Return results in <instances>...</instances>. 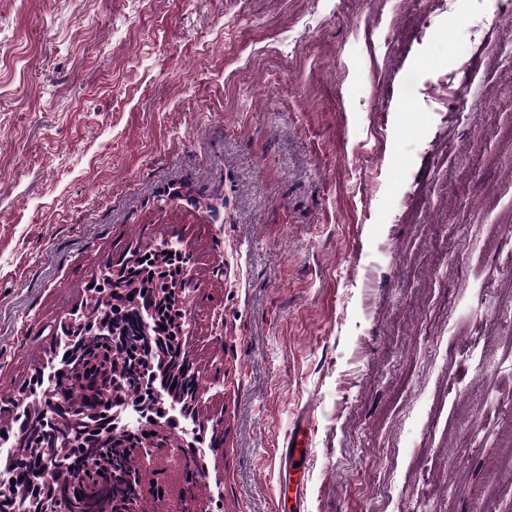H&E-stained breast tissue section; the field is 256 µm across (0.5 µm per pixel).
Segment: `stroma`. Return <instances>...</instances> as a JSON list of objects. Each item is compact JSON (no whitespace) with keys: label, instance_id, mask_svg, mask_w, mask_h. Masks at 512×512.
I'll return each instance as SVG.
<instances>
[{"label":"stroma","instance_id":"obj_1","mask_svg":"<svg viewBox=\"0 0 512 512\" xmlns=\"http://www.w3.org/2000/svg\"><path fill=\"white\" fill-rule=\"evenodd\" d=\"M505 7L0 0V410L102 273L178 240L210 512L300 480L305 512H512ZM306 440L307 434L303 424L297 432L293 431L288 437L285 448L282 450L281 467L283 464L285 468L291 469L298 466L296 462L299 464L302 462L307 455Z\"/></svg>","mask_w":512,"mask_h":512}]
</instances>
